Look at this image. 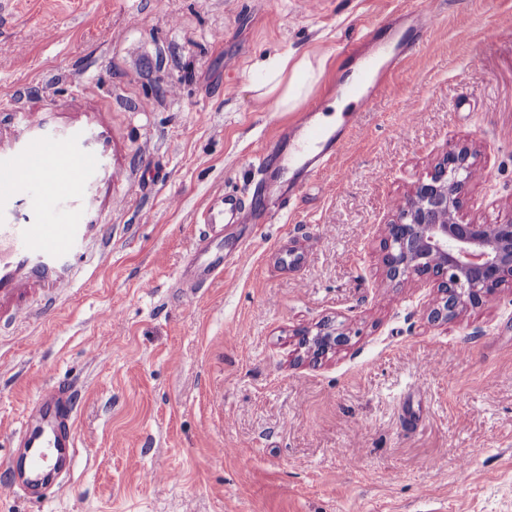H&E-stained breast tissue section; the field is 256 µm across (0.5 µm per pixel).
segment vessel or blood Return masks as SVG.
Here are the masks:
<instances>
[{
  "label": "vessel or blood",
  "instance_id": "1",
  "mask_svg": "<svg viewBox=\"0 0 512 512\" xmlns=\"http://www.w3.org/2000/svg\"><path fill=\"white\" fill-rule=\"evenodd\" d=\"M410 13L414 24L402 33L398 52H390L382 40L392 31L389 21L377 22L363 35L361 43L373 44L388 62L380 68L375 57L363 58L355 76L339 80V89L357 104H367L381 90L388 71L401 67L436 24L428 0H414ZM361 43L345 45L341 60L361 58ZM321 106L319 99L309 101L293 135L260 150L263 172L303 178L337 155L349 134L324 124ZM21 120L22 129L0 131V324L7 325L50 310L74 288L92 262L88 244L106 241L99 218L104 198L112 194V144L103 116L64 112L51 122L43 113L25 112ZM52 163L55 176H44ZM257 218L255 205L225 197L223 211L203 212L196 254L223 238L225 224L247 227ZM224 265L220 254L198 263L197 286L220 277ZM78 406L72 384L58 382L43 390L21 426L23 460L0 471V487L28 491L63 482L75 463Z\"/></svg>",
  "mask_w": 512,
  "mask_h": 512
}]
</instances>
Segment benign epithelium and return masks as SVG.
<instances>
[{
  "label": "benign epithelium",
  "mask_w": 512,
  "mask_h": 512,
  "mask_svg": "<svg viewBox=\"0 0 512 512\" xmlns=\"http://www.w3.org/2000/svg\"><path fill=\"white\" fill-rule=\"evenodd\" d=\"M465 146L447 154L414 186L396 219L379 228L391 281L416 277L446 294L433 319L451 320L512 282V216L476 224L461 215L468 186L485 177Z\"/></svg>",
  "instance_id": "7a95c632"
}]
</instances>
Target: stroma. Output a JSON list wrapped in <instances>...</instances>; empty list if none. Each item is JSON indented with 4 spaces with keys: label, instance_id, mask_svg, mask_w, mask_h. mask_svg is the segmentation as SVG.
Segmentation results:
<instances>
[{
    "label": "stroma",
    "instance_id": "obj_1",
    "mask_svg": "<svg viewBox=\"0 0 512 512\" xmlns=\"http://www.w3.org/2000/svg\"><path fill=\"white\" fill-rule=\"evenodd\" d=\"M430 2L373 104L344 103L359 133L189 288L201 213L253 196L255 151L297 118L257 100L256 64L316 54L333 114L342 46L406 0H0V100L105 113L119 173L106 251L0 333V468L44 388L81 394L63 488L0 489V512H512V284L434 322L440 291L381 263L379 225L458 147L486 170L464 218L512 216V0ZM322 324L346 341L313 360Z\"/></svg>",
    "mask_w": 512,
    "mask_h": 512
}]
</instances>
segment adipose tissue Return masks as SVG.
<instances>
[{
    "label": "adipose tissue",
    "mask_w": 512,
    "mask_h": 512,
    "mask_svg": "<svg viewBox=\"0 0 512 512\" xmlns=\"http://www.w3.org/2000/svg\"><path fill=\"white\" fill-rule=\"evenodd\" d=\"M258 79L253 86L259 97L275 98L281 109L295 107L311 91L319 76L309 55L285 53L259 63Z\"/></svg>",
    "instance_id": "1"
}]
</instances>
